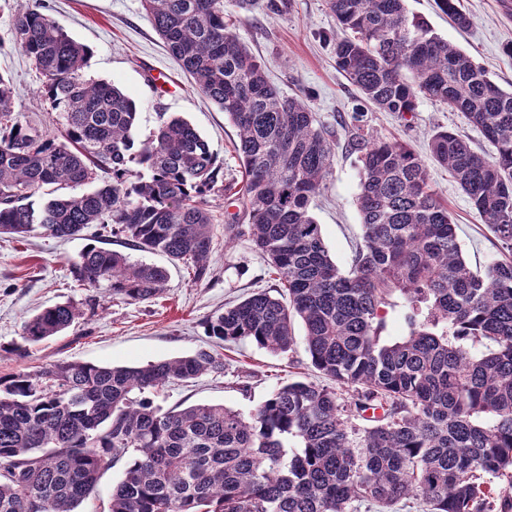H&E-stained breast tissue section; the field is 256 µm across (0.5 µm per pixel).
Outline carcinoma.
<instances>
[{"mask_svg":"<svg viewBox=\"0 0 512 512\" xmlns=\"http://www.w3.org/2000/svg\"><path fill=\"white\" fill-rule=\"evenodd\" d=\"M141 3L193 87L237 130L236 194L277 281L208 317L206 336L284 354L298 320L312 366L355 395L345 401L296 380L247 414L156 404L172 384L224 374V358L206 348L141 366L69 361L0 376V512H77L121 461L110 512H399L410 499L426 512H512V91L405 0H327L336 67L366 102L404 118L428 99L480 129L488 154L445 127L429 148L506 256L473 272L416 155L354 124L363 240L344 274L310 213L331 171V132L301 96L268 81L224 21V0ZM437 3L469 26L459 0ZM45 9L20 0L13 38L61 126L49 134L18 121L11 80L0 74V235L41 229L74 239L98 225V244L85 246L72 273L128 302L160 295L168 271L110 248L113 235L129 250L190 261L193 279H207L210 197L228 191L216 156L179 116L135 146V99L85 78L90 48ZM76 185L91 189L64 193ZM46 186L58 195L35 205ZM396 295L410 307L408 334L386 341L382 309ZM79 316L71 303L41 310L23 322L14 351ZM487 341L492 349L479 351Z\"/></svg>","mask_w":512,"mask_h":512,"instance_id":"cac0c4a2","label":"carcinoma"}]
</instances>
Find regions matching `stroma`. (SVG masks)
Returning <instances> with one entry per match:
<instances>
[{
    "label": "stroma",
    "mask_w": 512,
    "mask_h": 512,
    "mask_svg": "<svg viewBox=\"0 0 512 512\" xmlns=\"http://www.w3.org/2000/svg\"><path fill=\"white\" fill-rule=\"evenodd\" d=\"M259 0L250 12L224 0V18L261 60L271 83L285 94L303 95L317 120L336 133L332 171L312 203L325 246L342 272H349L362 224L356 206L360 190L357 157L347 147L342 125L356 107V93L338 72L331 39L336 20L326 0ZM505 0H460L469 14L468 28H458L436 0H406L410 13L424 18L432 30L469 54L503 90L512 91V11ZM48 13L70 36L93 51L88 76L114 83L138 106L133 137L142 142L157 131L163 116L188 120L208 142L222 166L225 183H239L242 173L234 150L236 131L222 111L198 93L164 47L141 7V0H45ZM14 0H0V73L11 76L18 119L40 132H55L60 115L40 89L42 77L13 43ZM166 82L156 79L157 73ZM364 122L374 136L404 141L430 177L433 190L448 205L463 255L473 271L485 273L500 257L497 241L482 223L467 196L447 169L432 157L429 139L436 127L447 126L484 148L480 131L460 113L422 99L415 112L400 117L367 110ZM211 275L192 281L186 265L169 266L166 257L131 252L135 261L168 266L165 292L141 303L112 298L103 287L75 281L71 265L86 245L76 238L62 240L36 231L12 239L0 236V376L35 371L63 362L139 366L188 355L207 346L205 321L261 289L274 279L264 257L246 234L248 221L239 203L213 196ZM72 302L81 312L61 335L14 352L25 319L44 307ZM224 373L204 375L190 383L171 385L158 402L221 403L249 412L279 384L293 380L323 382L308 357L303 340L292 351L274 354L250 343L223 349Z\"/></svg>",
    "instance_id": "stroma-1"
}]
</instances>
